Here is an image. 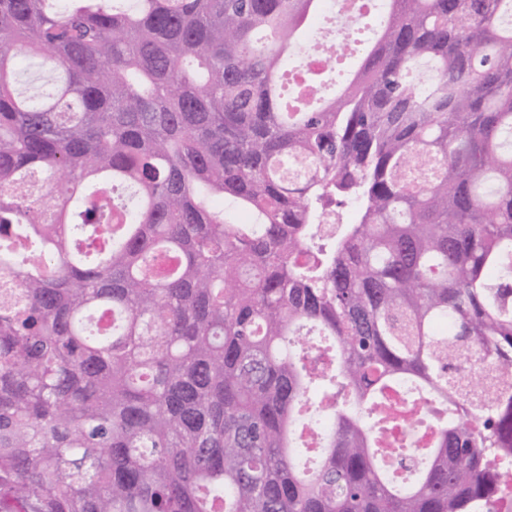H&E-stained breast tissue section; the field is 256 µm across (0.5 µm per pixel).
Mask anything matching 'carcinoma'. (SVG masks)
<instances>
[{
	"label": "carcinoma",
	"mask_w": 512,
	"mask_h": 512,
	"mask_svg": "<svg viewBox=\"0 0 512 512\" xmlns=\"http://www.w3.org/2000/svg\"><path fill=\"white\" fill-rule=\"evenodd\" d=\"M321 2L0 0V512L512 493V0L349 14L361 66L289 106ZM394 385L436 428L404 475Z\"/></svg>",
	"instance_id": "cac0c4a2"
}]
</instances>
